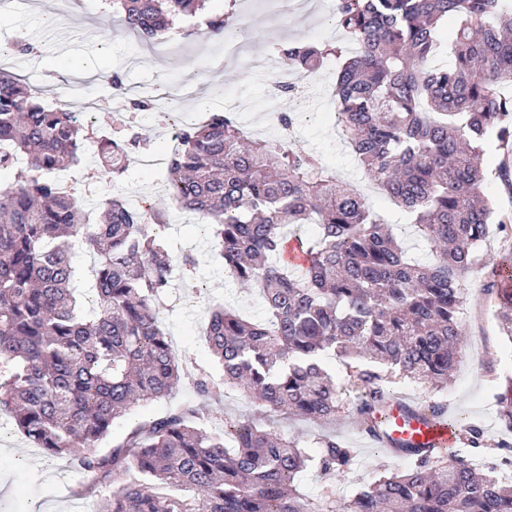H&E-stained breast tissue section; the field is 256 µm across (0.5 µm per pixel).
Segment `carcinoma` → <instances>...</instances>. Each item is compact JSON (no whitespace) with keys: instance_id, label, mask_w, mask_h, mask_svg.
<instances>
[{"instance_id":"obj_1","label":"carcinoma","mask_w":512,"mask_h":512,"mask_svg":"<svg viewBox=\"0 0 512 512\" xmlns=\"http://www.w3.org/2000/svg\"><path fill=\"white\" fill-rule=\"evenodd\" d=\"M208 2L105 0L145 43L185 16L206 15ZM335 19L356 52L297 41L282 55L302 77L329 56L340 59L342 134L433 260L411 258L363 196L292 147L294 113H282L270 138H248L230 112L190 125L169 158L167 194L211 226L216 259L241 292L260 294L267 312L252 321L212 307L204 336L223 376L193 384L212 399L239 389L267 420L226 418L224 431H209L182 406L136 422L105 452L115 420L170 395L187 376L158 317L174 265L153 226L168 223L167 212L120 196L95 218L82 212L55 175L81 163L86 125L0 69V169L27 161L16 184L0 190V413L46 456L76 460L91 478L88 491L122 481L107 512H512V483L461 456L415 457L411 469L384 472L349 499L311 501L294 480L313 457L273 426L278 415L335 420L344 389L324 367L329 355L350 359L352 412L364 434L382 430L374 413L394 394V380L448 386L464 355L467 273L490 225L512 224V212L496 211L485 196L482 167L493 141L506 158L497 179L512 193V98L497 92L512 85V11L503 0H336ZM448 19L454 61L440 65ZM234 24L230 12L208 20L216 36ZM136 145L100 139L112 177L126 171ZM288 238L306 266L282 260ZM78 239L94 259L90 310L72 286ZM490 288L512 341V292L498 282ZM496 404L512 433V375ZM458 427L465 445H487L478 427ZM317 444L320 470L346 479L354 450L334 435Z\"/></svg>"}]
</instances>
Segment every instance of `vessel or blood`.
Returning <instances> with one entry per match:
<instances>
[{
    "label": "vessel or blood",
    "instance_id": "obj_1",
    "mask_svg": "<svg viewBox=\"0 0 512 512\" xmlns=\"http://www.w3.org/2000/svg\"><path fill=\"white\" fill-rule=\"evenodd\" d=\"M458 436V429L447 419L424 416L406 400L396 398L385 407L377 442L395 454L419 448L431 456L447 457L454 453Z\"/></svg>",
    "mask_w": 512,
    "mask_h": 512
}]
</instances>
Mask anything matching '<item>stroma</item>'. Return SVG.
<instances>
[{
	"label": "stroma",
	"instance_id": "stroma-1",
	"mask_svg": "<svg viewBox=\"0 0 512 512\" xmlns=\"http://www.w3.org/2000/svg\"><path fill=\"white\" fill-rule=\"evenodd\" d=\"M331 5V0H306L300 9L295 0H237L238 10L249 20L244 41L246 60L238 65L224 63L222 41L200 31L182 38L180 60L170 64L167 55L124 33L106 18L102 0H81L77 6L72 0H0V42L12 44L21 39L27 43V50L15 53L10 69L34 88H48V75L59 70L64 84L73 90L68 97L71 111H81L85 99L99 100L100 106L92 114L95 130L115 139L137 136L144 144L157 146L168 137L171 117L147 112L139 121H132L134 109L129 100L113 94L112 77H119L132 92L149 96L191 88L194 96L185 101L181 115L190 123L200 119V107L220 112L225 99L236 98L243 103L236 112L238 121L263 127L270 114L293 108L290 96L276 93L270 86L273 70L288 69V61L277 54V47L297 40L346 43L344 32L331 21ZM337 69V60L330 59L306 76L307 118L295 146L321 155L341 179H362L366 173L354 161L350 148L336 145L341 137L333 97ZM98 152L95 140H86L83 165L59 172V180L73 188L81 205L92 212L117 195L138 207L153 202L166 208L170 223L166 236L173 258L189 252L197 265L190 272L174 273L159 301V320L177 354L196 362L205 374L220 377L202 332L210 306L224 301L259 316L264 311L262 301L240 293L225 276L212 255L207 227L170 206L160 185L161 171L132 165L114 179L99 162ZM368 199L373 209L389 220L410 252L421 260H431L430 249L419 246L414 227L404 222L397 207L374 187L369 189ZM510 247L512 242L504 239L499 227H491L480 249L481 261L467 277L460 311L466 355L456 365L448 388L436 392L426 385L402 387L414 401L445 402L450 416L467 418L482 428L490 447H469L465 454L469 460L485 461L492 471L497 470L503 455L497 441L512 443V433L501 429L492 409L499 381L512 371V343L499 331L494 297L488 287L493 268ZM182 405L194 406L206 423L219 422L224 416H261L257 404L238 391L225 392L223 403L218 404L187 383L170 396L137 408L135 415H161ZM284 429L310 445L319 435L333 434L355 452V465L345 481H331L314 466L302 472L295 483L309 498L326 494L349 498L379 470L403 471L410 466L409 460L369 447L345 411L322 426L293 417L285 422ZM86 485L84 474L73 467L70 458L45 457L16 429L9 415L0 413V512H104L106 501L119 488L114 482L89 494Z\"/></svg>",
	"mask_w": 512,
	"mask_h": 512
}]
</instances>
